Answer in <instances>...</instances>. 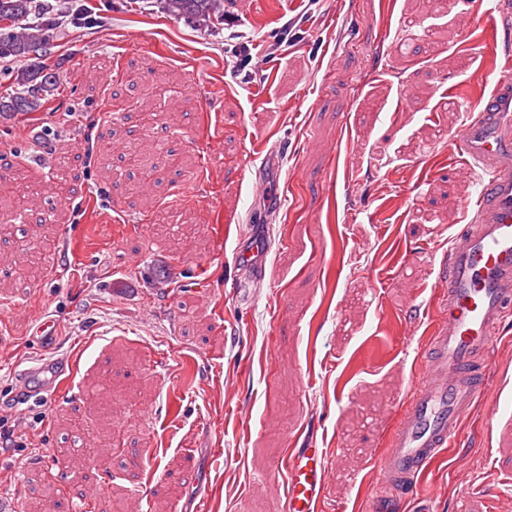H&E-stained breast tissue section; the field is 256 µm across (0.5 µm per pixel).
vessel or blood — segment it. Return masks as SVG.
Instances as JSON below:
<instances>
[{
	"label": "vessel or blood",
	"mask_w": 512,
	"mask_h": 512,
	"mask_svg": "<svg viewBox=\"0 0 512 512\" xmlns=\"http://www.w3.org/2000/svg\"><path fill=\"white\" fill-rule=\"evenodd\" d=\"M448 164L472 172L476 191L439 261L438 324L378 458L380 484L403 491L426 478L485 395L483 369L502 320L512 313L511 50L486 97L466 108ZM57 368V360L48 359L23 376L45 393ZM283 466L287 512H322L330 469L325 449H290Z\"/></svg>",
	"instance_id": "obj_1"
}]
</instances>
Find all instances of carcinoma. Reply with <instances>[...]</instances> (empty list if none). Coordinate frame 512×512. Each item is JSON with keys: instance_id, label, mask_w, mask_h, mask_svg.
Listing matches in <instances>:
<instances>
[{"instance_id": "carcinoma-1", "label": "carcinoma", "mask_w": 512, "mask_h": 512, "mask_svg": "<svg viewBox=\"0 0 512 512\" xmlns=\"http://www.w3.org/2000/svg\"><path fill=\"white\" fill-rule=\"evenodd\" d=\"M163 10L207 28L224 24V0H160ZM75 18L50 3L37 0H0V59L25 60L18 70H4L5 94L0 97V115H29L41 112L62 82L55 66L48 63V50L62 27ZM42 195V186L20 178L12 206L19 211Z\"/></svg>"}]
</instances>
